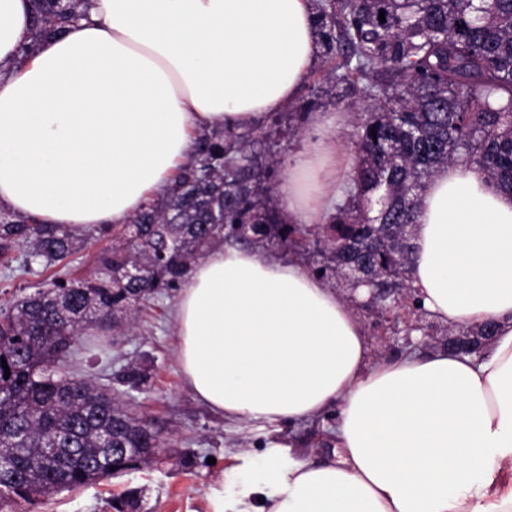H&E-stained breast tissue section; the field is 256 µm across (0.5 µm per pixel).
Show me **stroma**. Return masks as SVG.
Masks as SVG:
<instances>
[{
    "label": "stroma",
    "instance_id": "obj_1",
    "mask_svg": "<svg viewBox=\"0 0 512 512\" xmlns=\"http://www.w3.org/2000/svg\"><path fill=\"white\" fill-rule=\"evenodd\" d=\"M110 238L94 239L92 245L58 264L53 270L21 273L26 254L18 250L0 266V308L12 304L35 288L48 283L54 273L74 279L92 275L95 256L109 246ZM174 294L158 296L139 315L134 334L108 349L110 368L98 370L100 384H109L112 366L140 360L150 367V377L135 397L138 409L162 428L175 444L172 458L98 483L57 492L33 502H8L0 512H113L114 498L135 490L147 512H214L213 502L224 489V470L241 451L262 452L293 446L302 453L317 445L324 427L335 421V413L282 423L263 421L235 423L213 413L184 386L176 359V337L172 321ZM366 334L381 356L389 357L406 348L405 323L380 313L361 311Z\"/></svg>",
    "mask_w": 512,
    "mask_h": 512
}]
</instances>
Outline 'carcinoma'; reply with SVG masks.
<instances>
[{
	"instance_id": "carcinoma-1",
	"label": "carcinoma",
	"mask_w": 512,
	"mask_h": 512,
	"mask_svg": "<svg viewBox=\"0 0 512 512\" xmlns=\"http://www.w3.org/2000/svg\"><path fill=\"white\" fill-rule=\"evenodd\" d=\"M385 21H379V11ZM84 16L83 0H34L33 53L49 33ZM318 45L340 54L328 78L336 98L358 95L350 141L351 187L327 224H284L274 196L277 159L261 132L202 136L195 163L161 202L127 224L96 228L112 245L87 279L54 280L0 311V500L31 502L159 461L171 443L133 412L145 371L129 364L105 387L70 368L86 351L87 331L125 335L146 303L178 288L219 242L277 246L310 262L316 275L356 287L359 268L376 288L409 280L412 226L420 194L444 165L481 167L490 184L512 192V0H315ZM314 99L293 113L298 134ZM91 232L32 224L0 212V257L24 248L32 265L65 261ZM481 332L448 329L437 345L456 346ZM115 470L103 474L98 458Z\"/></svg>"
}]
</instances>
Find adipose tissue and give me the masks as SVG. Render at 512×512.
<instances>
[{
  "label": "adipose tissue",
  "mask_w": 512,
  "mask_h": 512,
  "mask_svg": "<svg viewBox=\"0 0 512 512\" xmlns=\"http://www.w3.org/2000/svg\"><path fill=\"white\" fill-rule=\"evenodd\" d=\"M31 23V0H0V209L44 224L127 223L204 130L291 104L318 50L312 0H90L28 57ZM345 124L309 115L284 223H328L353 166ZM413 233L424 310L495 322L480 357L376 358L354 306L296 260L222 244L190 271L172 319L197 400L274 425L339 410L328 454H237L214 512H512V193L478 165L441 167Z\"/></svg>",
  "instance_id": "1"
}]
</instances>
